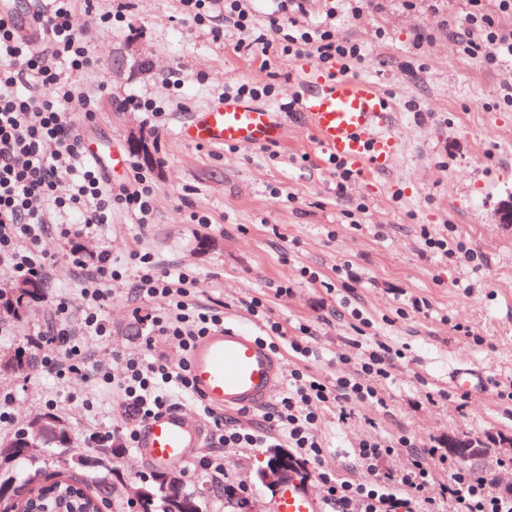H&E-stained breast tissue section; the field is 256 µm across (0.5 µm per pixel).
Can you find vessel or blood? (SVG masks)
I'll list each match as a JSON object with an SVG mask.
<instances>
[{"instance_id":"obj_1","label":"vessel or blood","mask_w":512,"mask_h":512,"mask_svg":"<svg viewBox=\"0 0 512 512\" xmlns=\"http://www.w3.org/2000/svg\"><path fill=\"white\" fill-rule=\"evenodd\" d=\"M302 110L324 153L353 170L385 169L400 150L390 102L369 79L313 73ZM282 135L279 111L234 97L204 107L180 131L184 142L208 146H270L281 143ZM188 362L194 388L216 410L263 408L285 376L279 355L234 325L199 338ZM203 435L200 421L186 410H170L143 424L138 450L155 467L182 465L201 447ZM274 512H322V507L290 483L282 487Z\"/></svg>"}]
</instances>
